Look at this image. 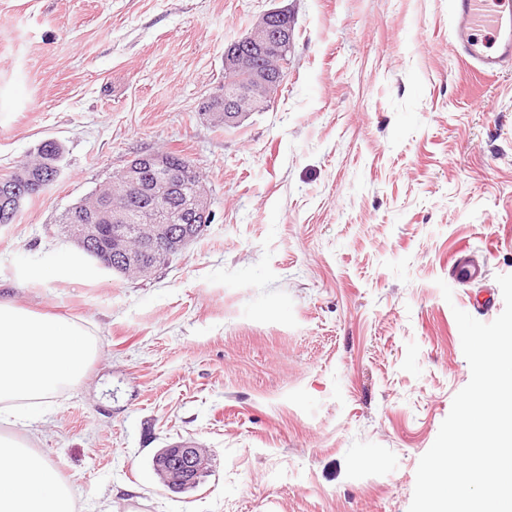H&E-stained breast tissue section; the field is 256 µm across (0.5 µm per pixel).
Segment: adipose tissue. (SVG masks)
Here are the masks:
<instances>
[{"mask_svg":"<svg viewBox=\"0 0 512 512\" xmlns=\"http://www.w3.org/2000/svg\"><path fill=\"white\" fill-rule=\"evenodd\" d=\"M98 351L85 325L0 299V425L33 433L53 398ZM0 512H76L68 486L34 449L0 434Z\"/></svg>","mask_w":512,"mask_h":512,"instance_id":"obj_1","label":"adipose tissue"}]
</instances>
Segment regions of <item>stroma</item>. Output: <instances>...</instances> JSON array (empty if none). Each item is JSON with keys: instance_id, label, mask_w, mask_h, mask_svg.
<instances>
[{"instance_id": "stroma-1", "label": "stroma", "mask_w": 512, "mask_h": 512, "mask_svg": "<svg viewBox=\"0 0 512 512\" xmlns=\"http://www.w3.org/2000/svg\"><path fill=\"white\" fill-rule=\"evenodd\" d=\"M450 2L0 0V176L64 148L0 225V296L99 339L30 442L77 512H409L471 377L453 311L492 322L512 274V66L459 57ZM275 6L274 102L214 127L225 46ZM155 150L202 172L204 235L148 281L43 278L78 251L61 215ZM461 251L485 280L454 281ZM186 439L210 465L175 493L151 462ZM50 174L47 170H44L39 176L31 182L32 174L25 168H19L16 171V175L14 180H21L22 183L31 182L26 189L24 202L32 199L33 197L39 195L43 192L51 183L54 181L53 179H49ZM53 184V183H52Z\"/></svg>"}]
</instances>
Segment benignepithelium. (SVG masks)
I'll use <instances>...</instances> for the list:
<instances>
[{"instance_id":"obj_1","label":"benign epithelium","mask_w":512,"mask_h":512,"mask_svg":"<svg viewBox=\"0 0 512 512\" xmlns=\"http://www.w3.org/2000/svg\"><path fill=\"white\" fill-rule=\"evenodd\" d=\"M294 17L284 8H271L262 13L243 35L224 48V73L246 78V87L224 90V107L219 113L225 127H234L249 112L266 108L281 87L282 74L293 43ZM166 166L163 156L154 152L132 156L120 175L128 186L141 192L142 223H130L126 198L92 199L81 213L83 223L73 225L71 240L85 250L91 243L110 236L108 258L121 269L144 281L157 269L181 254L214 219L213 201L207 187L195 184L183 195L182 208L189 223L174 227L170 223L169 201L176 186V173L165 174L147 184L143 181L144 165ZM207 456L192 442H181L161 449L155 464L173 477L170 490L184 492L194 487L206 466Z\"/></svg>"}]
</instances>
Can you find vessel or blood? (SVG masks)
Listing matches in <instances>:
<instances>
[{
  "label": "vessel or blood",
  "instance_id": "vessel-or-blood-1",
  "mask_svg": "<svg viewBox=\"0 0 512 512\" xmlns=\"http://www.w3.org/2000/svg\"><path fill=\"white\" fill-rule=\"evenodd\" d=\"M450 8L456 49L473 69L493 74L512 63L511 8L489 6L488 0H451ZM482 27L492 31L494 50H484L477 38L476 31ZM452 270L455 280L468 284L486 276L484 265L466 255L454 260Z\"/></svg>",
  "mask_w": 512,
  "mask_h": 512
}]
</instances>
